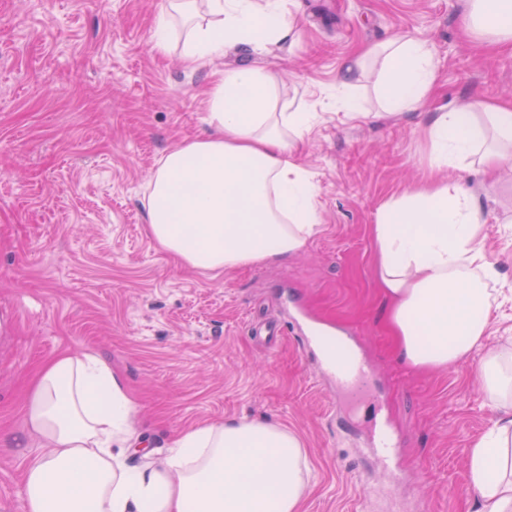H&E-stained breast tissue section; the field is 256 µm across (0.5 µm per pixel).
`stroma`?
<instances>
[{"label":"stroma","instance_id":"35a3bbf8","mask_svg":"<svg viewBox=\"0 0 512 512\" xmlns=\"http://www.w3.org/2000/svg\"><path fill=\"white\" fill-rule=\"evenodd\" d=\"M164 0H0V512H22L28 457L7 451L39 367L96 354L123 375L142 447L165 457L180 430L262 420L296 434L313 473L302 512H482L466 450L491 424L472 364L416 371L401 362L374 275L372 226L420 185L427 114L459 102H512V47L465 34L466 0H291L296 36L272 55L245 46L190 69L182 30L152 36ZM434 52L437 91L381 115L376 66L336 107L344 61L394 35ZM277 70L279 93L313 112L293 151L315 187L320 228L287 259L210 279L159 250L144 192L158 160L208 131L213 73ZM463 175L488 219L489 260L512 320V170L471 161ZM350 331L374 371L371 393L336 419V393L302 353V327ZM386 428L402 481L360 447Z\"/></svg>","mask_w":512,"mask_h":512}]
</instances>
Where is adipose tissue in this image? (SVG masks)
I'll return each mask as SVG.
<instances>
[{
  "label": "adipose tissue",
  "instance_id": "adipose-tissue-1",
  "mask_svg": "<svg viewBox=\"0 0 512 512\" xmlns=\"http://www.w3.org/2000/svg\"><path fill=\"white\" fill-rule=\"evenodd\" d=\"M466 27L512 40V0H468ZM187 65L246 44L272 54L294 23L282 0H166L153 40L165 51L173 23ZM380 59L386 114L418 108L434 84L426 42L396 35L345 64L336 103L360 109L350 89ZM280 76L240 66L217 73L207 97L211 135L170 149L147 186V231L161 251L217 279L300 252L319 227L306 171L290 158L309 127L280 104ZM512 142V106L468 102L430 116V166L441 173L482 140L477 114ZM484 218L463 181L442 179L383 205L372 226L375 276L397 354L416 370L475 361L484 388L512 400V352L489 347L491 283ZM133 405L123 378L97 355L66 353L44 364L27 400L23 437L46 451L30 459L24 512H301L310 467L301 440L279 426L242 420L179 432L162 459H129ZM470 488L485 512H512V412H502L467 451Z\"/></svg>",
  "mask_w": 512,
  "mask_h": 512
}]
</instances>
